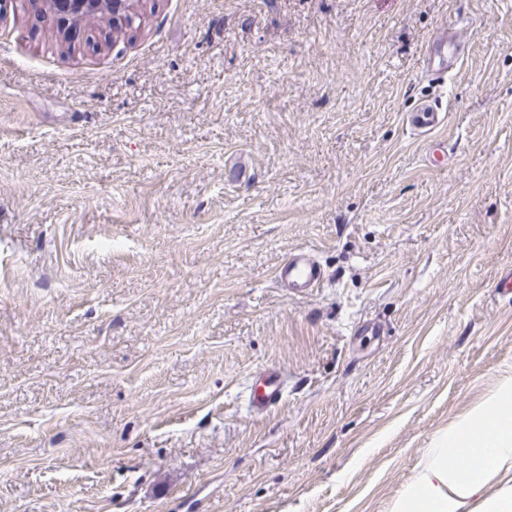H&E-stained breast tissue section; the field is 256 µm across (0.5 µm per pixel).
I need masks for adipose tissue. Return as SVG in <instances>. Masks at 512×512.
Segmentation results:
<instances>
[{
    "label": "adipose tissue",
    "instance_id": "obj_1",
    "mask_svg": "<svg viewBox=\"0 0 512 512\" xmlns=\"http://www.w3.org/2000/svg\"><path fill=\"white\" fill-rule=\"evenodd\" d=\"M512 469V380L424 449L391 512H459L471 498L480 512H512V487L486 497L489 472Z\"/></svg>",
    "mask_w": 512,
    "mask_h": 512
}]
</instances>
